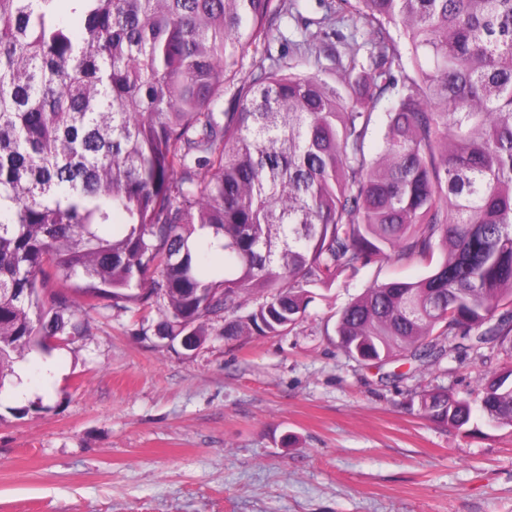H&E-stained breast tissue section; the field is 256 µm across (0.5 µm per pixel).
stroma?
Returning a JSON list of instances; mask_svg holds the SVG:
<instances>
[{
  "instance_id": "35a3bbf8",
  "label": "stroma",
  "mask_w": 512,
  "mask_h": 512,
  "mask_svg": "<svg viewBox=\"0 0 512 512\" xmlns=\"http://www.w3.org/2000/svg\"><path fill=\"white\" fill-rule=\"evenodd\" d=\"M288 3L275 55L336 10ZM424 272L361 268L316 289L288 335L194 351L133 313L89 310L85 335L15 364L27 399L0 392V512H512V427L442 426L419 403L437 388L475 398L512 351L360 363L327 324L374 283Z\"/></svg>"
}]
</instances>
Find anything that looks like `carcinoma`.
I'll return each mask as SVG.
<instances>
[{"label":"carcinoma","mask_w":512,"mask_h":512,"mask_svg":"<svg viewBox=\"0 0 512 512\" xmlns=\"http://www.w3.org/2000/svg\"><path fill=\"white\" fill-rule=\"evenodd\" d=\"M285 2L0 0V389L100 300L199 346L220 322L283 336L310 289L390 261L430 270L337 313L350 357L512 351V0H338L364 43L308 30L316 72L281 54L224 110ZM420 408L512 426V367L477 410L444 391Z\"/></svg>","instance_id":"cac0c4a2"}]
</instances>
